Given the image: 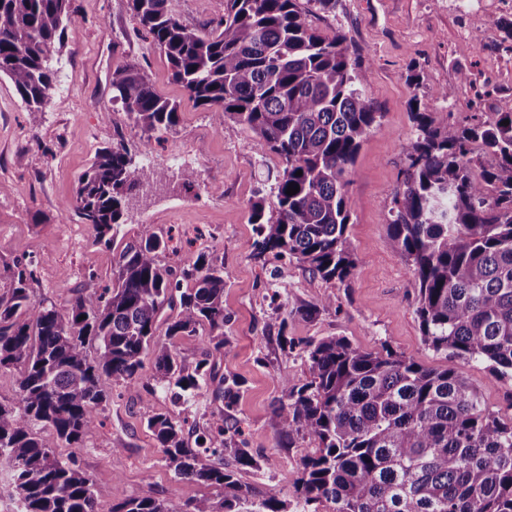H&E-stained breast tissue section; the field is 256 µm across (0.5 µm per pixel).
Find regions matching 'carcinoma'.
Segmentation results:
<instances>
[{
  "label": "carcinoma",
  "instance_id": "carcinoma-1",
  "mask_svg": "<svg viewBox=\"0 0 512 512\" xmlns=\"http://www.w3.org/2000/svg\"><path fill=\"white\" fill-rule=\"evenodd\" d=\"M130 2L137 31L165 54L188 98L217 126L229 120L250 130L284 163L270 196L250 203L253 254L295 258L327 281L347 282L357 263L347 175L382 118L369 94L372 58L339 33L322 35L299 0H224V14L201 29L183 25L170 0ZM82 22L73 0H0V77L29 110L49 103L51 57ZM111 86L112 100L143 131L176 125L180 103L160 96L144 69L115 66ZM411 112L414 135L402 145L388 236L412 270L423 342L447 363L427 368L344 336L306 344L310 380L282 377L283 399L272 413L281 435L305 432L318 443L287 504L241 483L224 461L258 467L226 419L238 377L218 375L206 359L190 370L156 336L159 314L176 302L166 336L192 335L205 323L213 351L224 350V264L199 256L183 272L193 287L183 290L159 259L166 241L146 225L95 307L80 297L34 304L32 273L19 269L0 295V370H20L19 405L0 403V461L17 512H97L92 478L74 454L56 448L80 446L92 429L107 402L102 377L131 384L149 354L157 376L147 396L160 388L186 400L211 387L224 402L197 448L187 445L183 422L147 415L175 475L217 489L186 512H512V420L489 411L464 376L467 364L481 362L512 380V101L488 118L454 123L420 111L416 100ZM165 178V170L136 167L124 150L105 147L64 208L109 244L132 195ZM291 183L299 186L292 196ZM112 512L174 510L144 495Z\"/></svg>",
  "mask_w": 512,
  "mask_h": 512
}]
</instances>
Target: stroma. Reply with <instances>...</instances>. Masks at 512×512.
Wrapping results in <instances>:
<instances>
[{
    "label": "stroma",
    "mask_w": 512,
    "mask_h": 512,
    "mask_svg": "<svg viewBox=\"0 0 512 512\" xmlns=\"http://www.w3.org/2000/svg\"><path fill=\"white\" fill-rule=\"evenodd\" d=\"M73 3L84 21L53 55L58 77L50 103L30 111L10 80L0 77V294L16 266L29 263L32 301L63 305L79 295L96 305L102 288L112 283L121 251L148 224L168 240L161 260L174 271L192 267L202 252L223 261L228 342L217 361L220 374L244 382L232 420L259 460L239 479L291 501L301 460L317 443L303 434L283 437L271 424L282 398L281 376L302 383L309 378L302 351L282 350L280 336L303 342L344 336L361 349L386 347L426 367L445 362L443 353L422 341L412 272L387 239L389 209L402 181V145L413 132L412 99L437 119L460 121L493 110V101L476 102V88L489 84L512 97V58L496 48L498 23L512 21V11L502 0H473L464 11L459 0H336L335 11L310 13L324 35L343 33L350 48L372 57L370 92L383 114L347 177L349 237L358 261L343 285L293 259L254 257L249 206L267 195L282 171L279 157L262 153L254 134L240 125L216 127L210 112L188 99L172 80L165 55L138 34L129 0ZM125 63L144 66L157 92L179 102L174 130L144 132L113 102L112 69ZM463 71L469 83H461ZM412 72L420 74V84L409 83ZM117 145L134 165L162 168L167 178L132 198L114 243L106 244L66 204L96 151ZM187 167L195 171L189 184L181 176ZM327 295L335 298L334 308L311 318L295 314V307ZM155 374V359L148 355L137 383L101 381L109 399L76 451L80 468L93 480L98 512L148 494L184 512L188 503L215 494L207 484L175 477L146 414L183 421L193 446L223 404L208 391L187 402L163 391L147 397L144 386ZM465 374L490 411L512 418V381H496L483 364L467 366Z\"/></svg>",
    "instance_id": "obj_1"
}]
</instances>
